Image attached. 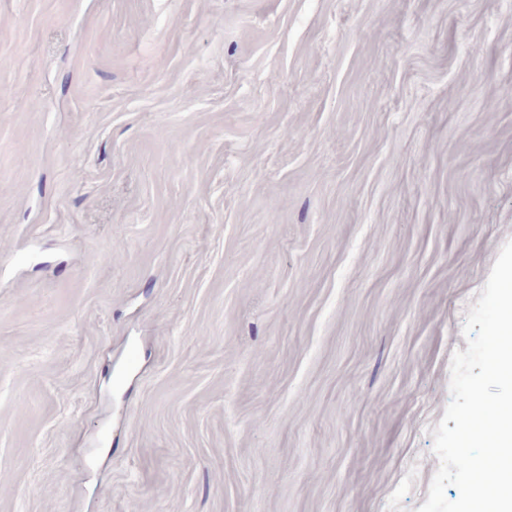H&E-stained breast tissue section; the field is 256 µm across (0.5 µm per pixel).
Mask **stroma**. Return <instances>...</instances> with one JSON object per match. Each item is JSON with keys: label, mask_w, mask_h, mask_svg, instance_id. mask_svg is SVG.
<instances>
[{"label": "stroma", "mask_w": 512, "mask_h": 512, "mask_svg": "<svg viewBox=\"0 0 512 512\" xmlns=\"http://www.w3.org/2000/svg\"><path fill=\"white\" fill-rule=\"evenodd\" d=\"M509 240L512 0H0V512H417Z\"/></svg>", "instance_id": "35a3bbf8"}]
</instances>
